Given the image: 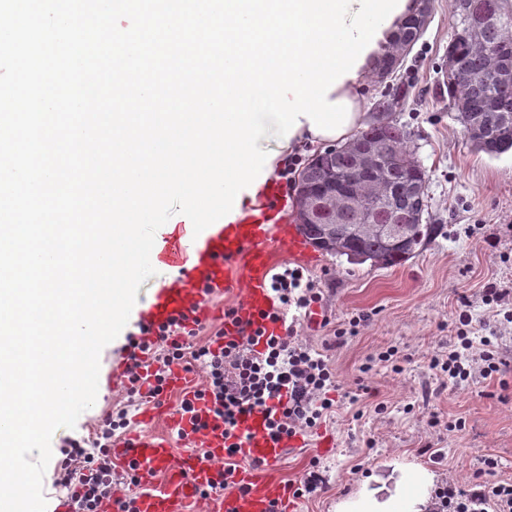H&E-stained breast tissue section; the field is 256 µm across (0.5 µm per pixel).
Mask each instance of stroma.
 <instances>
[{
  "label": "stroma",
  "mask_w": 512,
  "mask_h": 512,
  "mask_svg": "<svg viewBox=\"0 0 512 512\" xmlns=\"http://www.w3.org/2000/svg\"><path fill=\"white\" fill-rule=\"evenodd\" d=\"M455 23L448 0H434L432 20L402 70L416 93L395 113L409 127L429 175V221L439 225L437 237L395 268L351 264L323 251L303 264L287 247L270 246L275 270L300 266L321 280L335 326L362 316L357 334L345 336L328 357L346 389L361 383L370 388L339 407L316 437L287 449L275 471L282 483L299 480L314 459L323 477L322 490L294 500L293 512H336L340 502L369 491L385 499L402 491L413 471H426L436 485L468 482L489 456L499 463L496 478L512 479V324L501 323L481 301L486 282L512 288V152L496 158L474 152L438 86ZM465 300L474 321L499 336L510 365L499 375L476 374L454 387L428 362L455 336L456 312ZM390 348L408 358L402 373L368 367L369 356ZM124 357L120 343L102 350L100 396L74 428L54 432L53 460L62 459L65 438L92 436L105 415L124 406L131 434L163 435L174 448H184L171 423L178 392H168L164 405L151 411L128 406L124 381L112 378ZM435 414L452 422V430L436 435L428 425ZM327 438L332 448H323Z\"/></svg>",
  "instance_id": "35a3bbf8"
}]
</instances>
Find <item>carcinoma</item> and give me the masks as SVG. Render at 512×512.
<instances>
[{
    "instance_id": "obj_1",
    "label": "carcinoma",
    "mask_w": 512,
    "mask_h": 512,
    "mask_svg": "<svg viewBox=\"0 0 512 512\" xmlns=\"http://www.w3.org/2000/svg\"><path fill=\"white\" fill-rule=\"evenodd\" d=\"M471 8L484 21L471 30L469 40L456 45V80L442 81L440 85L448 88L451 109L460 114L466 112L489 127L492 139L474 144L472 149L497 157L512 150V77L494 78L501 66L499 48L512 44V0H471ZM423 35V30L412 25V18H406L376 58L374 74H380L387 60L399 52L402 58H407ZM409 94L410 85L403 81L388 86L375 107V116L355 134L356 140L375 142L395 155L379 179L371 181L365 189V199L377 206L367 213L363 202L355 203L342 195L336 197V205L329 211L300 224V232L317 248L340 257L355 255L375 266L395 267L422 251L438 235V225L424 223L428 213L426 196L415 199L404 193L411 178L428 182L427 171L411 149L409 129L392 117ZM324 164L345 179L354 177L348 148L341 145L313 155L298 173L297 181L319 179ZM399 214L411 215L414 221L402 230L391 223ZM333 228L345 240L342 251L331 249L326 242L328 231Z\"/></svg>"
}]
</instances>
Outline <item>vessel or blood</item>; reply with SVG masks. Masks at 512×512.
<instances>
[{
	"label": "vessel or blood",
	"instance_id": "vessel-or-blood-1",
	"mask_svg": "<svg viewBox=\"0 0 512 512\" xmlns=\"http://www.w3.org/2000/svg\"><path fill=\"white\" fill-rule=\"evenodd\" d=\"M288 207L283 188L275 178H267L261 200L233 209L230 221H216L201 233L179 227L162 233L156 257L172 267L189 266L187 275L178 277L155 292L144 318L154 325L179 319L186 328L209 313L207 301L211 295L227 291L236 278L246 282L244 309L256 314L269 307L267 288L273 270L269 243H284L293 254L312 260L308 240L288 224ZM244 443L242 456L257 462V469L240 471L238 479L247 487L244 496L216 500L210 512H279L288 493L270 476L286 449L297 447L296 439L272 441L265 431V419L259 414L247 415L241 424ZM215 459L224 457L222 432H210L202 437ZM112 456L120 467L137 466L139 474L162 473L166 479L139 494L138 512H188L199 489L217 481L219 470L214 461L200 463L186 454H176L163 438L136 436L119 444Z\"/></svg>",
	"mask_w": 512,
	"mask_h": 512
}]
</instances>
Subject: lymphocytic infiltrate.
<instances>
[{
  "label": "lymphocytic infiltrate",
  "instance_id": "1",
  "mask_svg": "<svg viewBox=\"0 0 512 512\" xmlns=\"http://www.w3.org/2000/svg\"><path fill=\"white\" fill-rule=\"evenodd\" d=\"M270 287L274 303L256 319L244 322L237 308L225 309L224 320L236 325L235 334L220 328L203 340L199 329L188 331L175 321L156 330L141 326L139 335L128 341L123 372L126 393L139 404H161L172 368L188 372L197 365L204 370L205 383L194 395L207 401L209 409L196 427L222 431L229 441L221 481L199 491L205 500L243 491L236 474L249 462L237 448L246 415L262 413L268 435L280 441L316 433L338 404L350 397L327 357L298 334L301 315L326 305L320 284L302 269L287 268L272 275ZM457 321L454 341L447 350L432 355L431 369L454 386L476 373L486 377L499 373L506 361L498 342L473 335L469 310H459ZM269 322L282 324V332L267 334ZM147 368L153 370L155 384L146 390L141 372ZM129 427L127 412L120 410L101 419L93 437L67 439L68 453L55 467L54 485L66 489L60 503L68 512H137L136 495L144 487L141 477L135 470H126L124 492L117 490L114 480L117 464L112 448L125 438ZM433 512H512V480L490 476L465 485L442 484L434 492Z\"/></svg>",
  "mask_w": 512,
  "mask_h": 512
}]
</instances>
